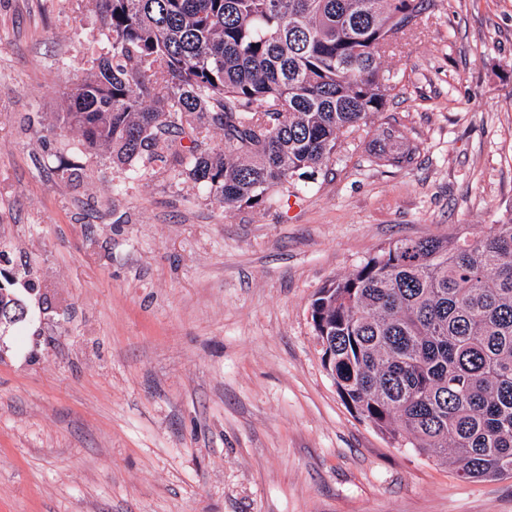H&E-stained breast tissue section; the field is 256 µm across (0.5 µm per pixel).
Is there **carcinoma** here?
Listing matches in <instances>:
<instances>
[{
	"label": "carcinoma",
	"instance_id": "1",
	"mask_svg": "<svg viewBox=\"0 0 512 512\" xmlns=\"http://www.w3.org/2000/svg\"><path fill=\"white\" fill-rule=\"evenodd\" d=\"M424 2L90 0L101 52L57 120L135 174L161 165L226 209L260 207L383 115L398 79L382 58ZM370 146L400 168L420 153L389 122ZM14 285L0 280V333L25 320ZM310 308L360 419L464 477L512 475L511 219L479 239L391 242Z\"/></svg>",
	"mask_w": 512,
	"mask_h": 512
}]
</instances>
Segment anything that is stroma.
I'll use <instances>...</instances> for the list:
<instances>
[{
	"label": "stroma",
	"instance_id": "35a3bbf8",
	"mask_svg": "<svg viewBox=\"0 0 512 512\" xmlns=\"http://www.w3.org/2000/svg\"><path fill=\"white\" fill-rule=\"evenodd\" d=\"M382 60L421 144L345 134L314 182L225 211L59 128L89 74L87 0H0V268L32 281L0 335V512H512L344 402L310 304L399 238L512 218V0H427ZM377 137L371 141L370 152L378 160L387 162L395 167H405L412 164L417 154H420V145L410 140L404 130L389 122L380 123L376 129Z\"/></svg>",
	"mask_w": 512,
	"mask_h": 512
}]
</instances>
